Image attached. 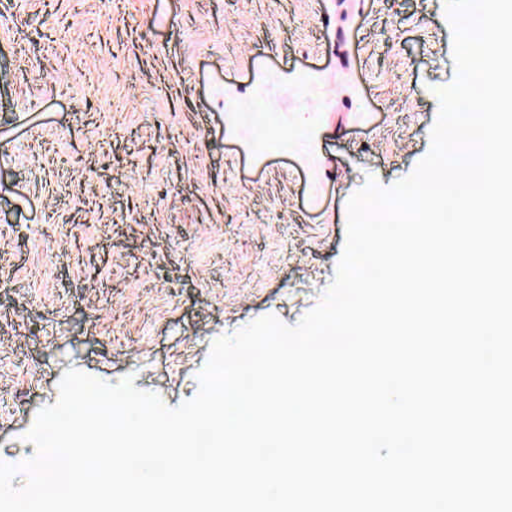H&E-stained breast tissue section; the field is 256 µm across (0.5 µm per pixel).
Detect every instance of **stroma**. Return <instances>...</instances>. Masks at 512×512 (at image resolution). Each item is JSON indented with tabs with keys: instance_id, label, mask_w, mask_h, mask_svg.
Here are the masks:
<instances>
[{
	"instance_id": "1",
	"label": "stroma",
	"mask_w": 512,
	"mask_h": 512,
	"mask_svg": "<svg viewBox=\"0 0 512 512\" xmlns=\"http://www.w3.org/2000/svg\"><path fill=\"white\" fill-rule=\"evenodd\" d=\"M456 77L445 0H0V463L66 370L176 408L297 325Z\"/></svg>"
}]
</instances>
